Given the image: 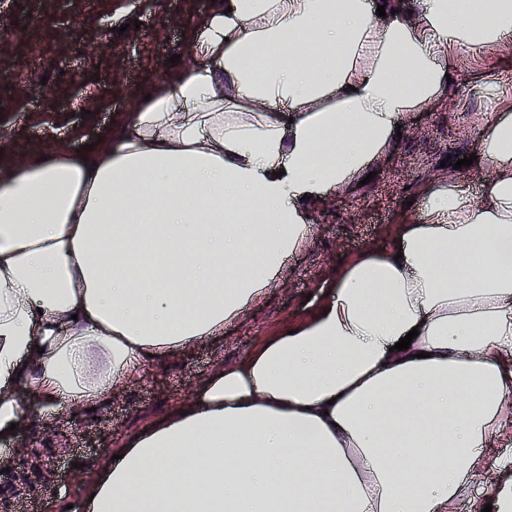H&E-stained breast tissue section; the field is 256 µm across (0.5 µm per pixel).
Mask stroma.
I'll use <instances>...</instances> for the list:
<instances>
[{
	"label": "stroma",
	"instance_id": "stroma-1",
	"mask_svg": "<svg viewBox=\"0 0 512 512\" xmlns=\"http://www.w3.org/2000/svg\"><path fill=\"white\" fill-rule=\"evenodd\" d=\"M212 6V0H0V20L25 31L0 52V135L9 138L10 160L31 158L57 141L74 150L94 142L134 109L139 93L193 63L184 18L206 15ZM136 20V34L118 33ZM175 54L179 63H170ZM505 91L512 93V48L489 50L466 81L406 118L392 162L368 184L329 196L313 215L310 245L289 260L286 280L226 326L223 340L155 362L95 412L50 423L31 416L0 472V512H82L88 474L101 459L196 398L221 366L242 361L315 310L333 273L365 249L390 247L393 225L417 223L426 183L474 151L461 116L496 114ZM485 456L469 496L453 512H476L489 503L497 479L512 472V447L493 443Z\"/></svg>",
	"mask_w": 512,
	"mask_h": 512
}]
</instances>
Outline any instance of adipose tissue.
<instances>
[{
	"instance_id": "adipose-tissue-1",
	"label": "adipose tissue",
	"mask_w": 512,
	"mask_h": 512,
	"mask_svg": "<svg viewBox=\"0 0 512 512\" xmlns=\"http://www.w3.org/2000/svg\"><path fill=\"white\" fill-rule=\"evenodd\" d=\"M385 6L386 16L376 14ZM201 61L100 143L0 165V439L223 339L285 277L326 196L393 156L403 118L512 40V0H218ZM456 177L293 331L135 432L86 512H448L512 447V103ZM416 331L409 349L394 345Z\"/></svg>"
}]
</instances>
